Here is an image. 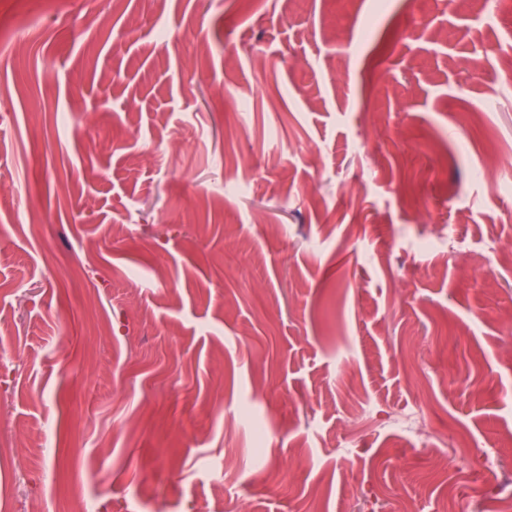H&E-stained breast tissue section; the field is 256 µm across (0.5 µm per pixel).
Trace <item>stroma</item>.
Listing matches in <instances>:
<instances>
[{
  "mask_svg": "<svg viewBox=\"0 0 512 512\" xmlns=\"http://www.w3.org/2000/svg\"><path fill=\"white\" fill-rule=\"evenodd\" d=\"M3 31L0 512L499 505L512 0H0Z\"/></svg>",
  "mask_w": 512,
  "mask_h": 512,
  "instance_id": "obj_1",
  "label": "stroma"
}]
</instances>
